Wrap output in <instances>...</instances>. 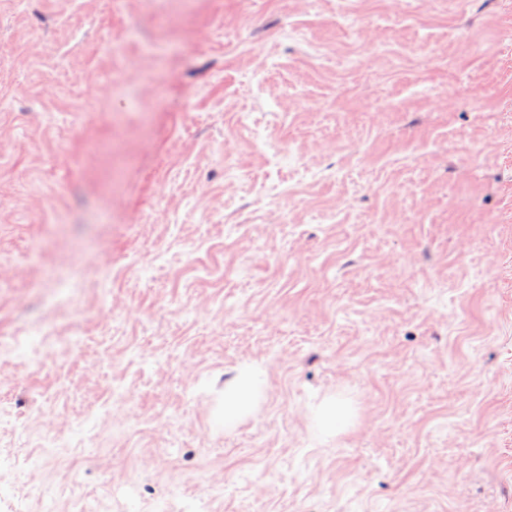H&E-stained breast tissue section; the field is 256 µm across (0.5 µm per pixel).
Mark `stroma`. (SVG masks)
<instances>
[{"mask_svg":"<svg viewBox=\"0 0 512 512\" xmlns=\"http://www.w3.org/2000/svg\"><path fill=\"white\" fill-rule=\"evenodd\" d=\"M0 512H512V0H0ZM264 371L258 366L242 368L224 388V425L231 426L257 407L263 395ZM349 407L336 400L326 402L318 412V422L325 432L335 435L349 417Z\"/></svg>","mask_w":512,"mask_h":512,"instance_id":"35a3bbf8","label":"stroma"}]
</instances>
